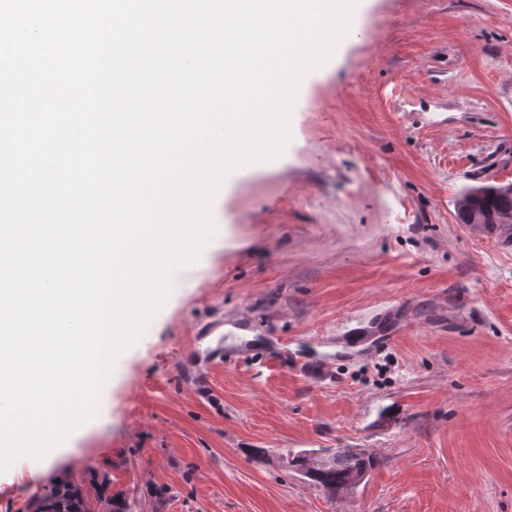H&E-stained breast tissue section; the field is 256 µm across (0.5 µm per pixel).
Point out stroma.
Here are the masks:
<instances>
[{"label": "stroma", "instance_id": "stroma-1", "mask_svg": "<svg viewBox=\"0 0 512 512\" xmlns=\"http://www.w3.org/2000/svg\"><path fill=\"white\" fill-rule=\"evenodd\" d=\"M290 131L227 179L96 418L0 473V512L61 480L93 512H512V242L456 209L512 183V0H360ZM384 308L394 344L346 354ZM219 325L289 367L207 365ZM340 448L376 464L336 497L287 466Z\"/></svg>", "mask_w": 512, "mask_h": 512}]
</instances>
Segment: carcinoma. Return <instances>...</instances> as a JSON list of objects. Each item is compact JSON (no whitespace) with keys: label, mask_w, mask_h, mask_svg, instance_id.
Wrapping results in <instances>:
<instances>
[{"label":"carcinoma","mask_w":512,"mask_h":512,"mask_svg":"<svg viewBox=\"0 0 512 512\" xmlns=\"http://www.w3.org/2000/svg\"><path fill=\"white\" fill-rule=\"evenodd\" d=\"M457 214L463 224H480L489 230L512 226V189L502 185L481 184L465 189L457 200ZM339 464L321 466L320 458L295 455L288 467L303 472L322 491L334 497L357 485L374 466V459L352 448L341 449ZM27 512H90L80 487L68 483H53L36 496Z\"/></svg>","instance_id":"1"}]
</instances>
